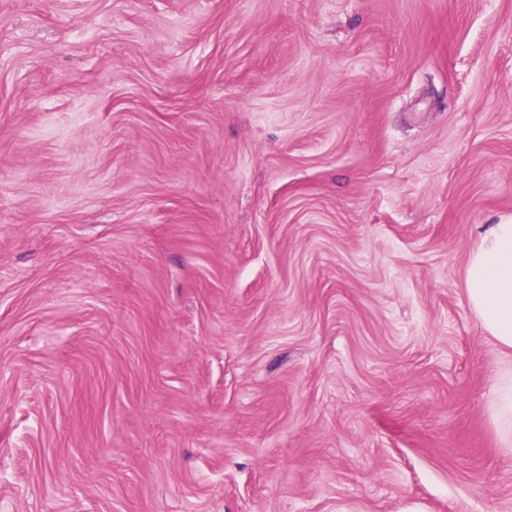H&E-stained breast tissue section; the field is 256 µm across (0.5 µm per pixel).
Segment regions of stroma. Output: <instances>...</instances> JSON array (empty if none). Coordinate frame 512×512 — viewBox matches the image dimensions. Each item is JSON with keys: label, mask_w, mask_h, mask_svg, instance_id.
Returning a JSON list of instances; mask_svg holds the SVG:
<instances>
[{"label": "stroma", "mask_w": 512, "mask_h": 512, "mask_svg": "<svg viewBox=\"0 0 512 512\" xmlns=\"http://www.w3.org/2000/svg\"><path fill=\"white\" fill-rule=\"evenodd\" d=\"M512 0H0V512H512ZM465 286L483 331L502 350L512 351V222L490 224L479 235ZM489 411L498 430L500 448L512 454V369L500 375Z\"/></svg>", "instance_id": "35a3bbf8"}]
</instances>
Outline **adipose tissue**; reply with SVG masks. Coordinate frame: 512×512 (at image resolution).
Instances as JSON below:
<instances>
[{"instance_id": "ef3b65f1", "label": "adipose tissue", "mask_w": 512, "mask_h": 512, "mask_svg": "<svg viewBox=\"0 0 512 512\" xmlns=\"http://www.w3.org/2000/svg\"><path fill=\"white\" fill-rule=\"evenodd\" d=\"M468 304L483 331L512 351V223L489 225L465 274ZM504 453L512 454V371L500 375L489 405Z\"/></svg>"}]
</instances>
